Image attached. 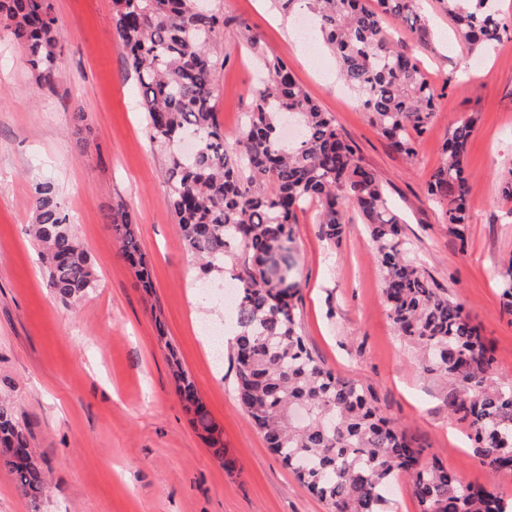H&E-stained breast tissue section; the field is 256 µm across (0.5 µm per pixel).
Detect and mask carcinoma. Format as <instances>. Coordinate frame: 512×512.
Returning <instances> with one entry per match:
<instances>
[{
  "label": "carcinoma",
  "instance_id": "obj_1",
  "mask_svg": "<svg viewBox=\"0 0 512 512\" xmlns=\"http://www.w3.org/2000/svg\"><path fill=\"white\" fill-rule=\"evenodd\" d=\"M475 49L512 35L497 0H438ZM338 77L358 94L370 123L411 159L415 137L435 117L439 93L420 61L392 40L389 23L419 38L430 34L421 0H311ZM113 26L137 76L150 138L169 151L167 203L175 213L202 280L230 273L235 390L268 447L329 512H379L395 479H409L419 512H512L492 484L464 481L438 461L425 463L406 432L383 418L373 393L338 376L308 348L301 332V284L294 256L297 210L318 203V234L336 242L346 205L368 224L382 273V298L397 336L418 352V366L454 387L448 407L467 423L473 454L512 474V381L496 375L497 358L463 307L439 288L413 254L404 221L376 172L355 156L335 118L298 83L288 63L263 56L268 79L243 127L228 142L212 104L217 35L228 19L197 0H113ZM0 16L21 46L39 86L60 67L57 18L50 0H0ZM296 119L288 143L279 122ZM476 118L458 121L425 184L441 223L465 245L470 219L467 147ZM195 137L196 149L179 148ZM121 255L148 276L128 215L112 213ZM29 231L42 247L48 286L64 302L98 287L99 276L63 202L48 183L34 187ZM501 312L512 323V269L500 282ZM178 394L192 424L224 466L235 461L213 436L215 424L194 382L176 369ZM0 466L32 500L44 493L43 468L14 407L0 399Z\"/></svg>",
  "mask_w": 512,
  "mask_h": 512
}]
</instances>
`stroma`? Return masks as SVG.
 <instances>
[{
	"instance_id": "obj_1",
	"label": "stroma",
	"mask_w": 512,
	"mask_h": 512,
	"mask_svg": "<svg viewBox=\"0 0 512 512\" xmlns=\"http://www.w3.org/2000/svg\"><path fill=\"white\" fill-rule=\"evenodd\" d=\"M59 19L61 70L52 87L35 83L18 43L0 25V398L9 400L46 475L31 501L0 467V512H328L270 451L234 390L231 358L214 362L201 324L224 326L222 293L203 302L198 266L168 207V157L150 141L136 75L113 29L112 0H51ZM228 18L218 38L225 63L213 105L237 131L262 77V54L285 61L361 163L373 169L407 225L413 251L450 298L492 341L500 376L512 379V324L500 315L499 278L512 261V39L473 52L438 0L431 34L396 38L443 92L414 159L393 152L358 97L342 87L321 36L316 67L299 28L309 10L295 0H210ZM258 45H251V38ZM479 120L468 146L471 218L465 242L441 224L422 187L454 123ZM50 183L98 271L100 286L63 302L47 285L27 232L32 186ZM125 209L148 261L150 289L138 285L109 227ZM317 207L298 214L300 322L309 348L340 375L369 388L384 417L470 482L499 485L512 475L481 466L467 426L448 408L451 387L423 372L396 336L381 297L379 268L357 214L339 242L316 230ZM177 355L224 446V469L189 422L169 365Z\"/></svg>"
}]
</instances>
